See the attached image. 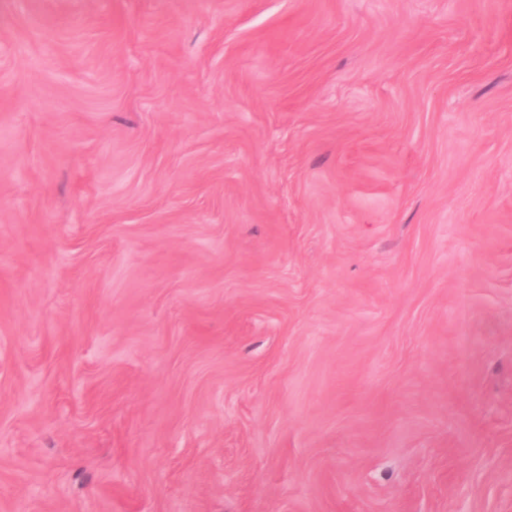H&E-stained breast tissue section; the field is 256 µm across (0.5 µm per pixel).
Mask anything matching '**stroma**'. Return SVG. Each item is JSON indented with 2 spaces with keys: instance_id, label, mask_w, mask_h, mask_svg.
Instances as JSON below:
<instances>
[{
  "instance_id": "1",
  "label": "stroma",
  "mask_w": 512,
  "mask_h": 512,
  "mask_svg": "<svg viewBox=\"0 0 512 512\" xmlns=\"http://www.w3.org/2000/svg\"><path fill=\"white\" fill-rule=\"evenodd\" d=\"M0 512H512V0H0Z\"/></svg>"
}]
</instances>
